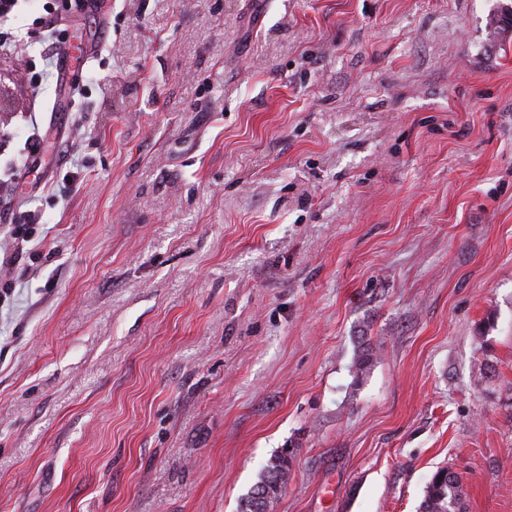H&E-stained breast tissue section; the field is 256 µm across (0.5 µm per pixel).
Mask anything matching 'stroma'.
<instances>
[{
    "instance_id": "1",
    "label": "stroma",
    "mask_w": 512,
    "mask_h": 512,
    "mask_svg": "<svg viewBox=\"0 0 512 512\" xmlns=\"http://www.w3.org/2000/svg\"><path fill=\"white\" fill-rule=\"evenodd\" d=\"M505 2L95 0L38 87L22 0L0 243L41 222L0 266V512H239L286 449L269 512H417L441 467L512 512Z\"/></svg>"
}]
</instances>
